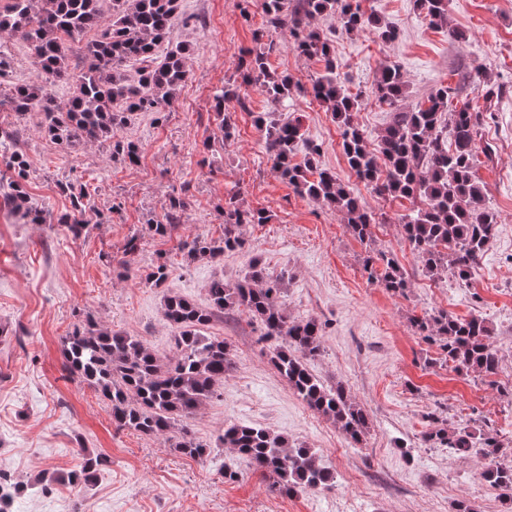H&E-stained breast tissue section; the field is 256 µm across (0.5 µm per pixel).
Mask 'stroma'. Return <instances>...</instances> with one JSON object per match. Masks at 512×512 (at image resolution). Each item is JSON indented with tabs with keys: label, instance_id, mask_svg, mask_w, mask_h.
<instances>
[{
	"label": "stroma",
	"instance_id": "obj_1",
	"mask_svg": "<svg viewBox=\"0 0 512 512\" xmlns=\"http://www.w3.org/2000/svg\"><path fill=\"white\" fill-rule=\"evenodd\" d=\"M241 2L183 0L184 14L166 44L189 47L186 81L164 112L138 113L117 131L137 145V165L114 159L105 143L53 142L39 113L0 112V125L20 131L19 147L31 164L30 202L45 216L44 223L28 224L0 206V469L27 487L13 512H336L345 501L361 512H454L461 499L476 512H505L481 477L486 458L449 455L424 446L422 435L431 415L441 413L449 425L469 426L512 453V402L500 394L512 386V0H448L443 28L428 25L414 0H364L365 10L396 29L388 44L370 30L346 33L330 15L312 22L334 46L351 92L369 87L386 65L403 75L406 94L398 107L367 102L354 115L371 149H378L394 111L414 109L439 87H447L450 107L481 111L473 171L499 225L466 285L424 273L398 227L410 201H386L356 178L338 123L309 94L321 63L301 55L287 29L269 27L259 0H251L245 16ZM259 50L272 71L297 82L289 97L274 102L242 85L240 64ZM0 57L1 95L36 80L20 34H0ZM226 88L238 93L224 103L237 126L228 141L214 120V96ZM259 115L299 118L306 137L322 146L319 165L384 215L372 247L404 269L407 296L369 279L362 261L367 247L334 208L298 196L278 177L255 125ZM65 180L84 184L95 199L89 228L77 237L57 222L70 209L57 187ZM232 189L245 207L268 211L271 221L247 225L244 248L225 253L221 264L185 263L178 238L222 236L221 208ZM171 195L186 203L175 236L145 232L147 219ZM135 234L141 250L124 277L115 262ZM161 258L171 274L154 288L145 275ZM255 259L270 278L282 279L290 318L322 323L321 354L308 367L325 384L346 387L367 411L370 432L352 447L310 410L271 365L258 325L242 313L225 314L208 329L231 346L235 368L189 427L207 444L229 421L282 434L335 472L327 491H270L251 461L229 449L224 465L236 477L224 479L212 459H193L164 440L117 428L109 402L64 368L61 341L88 316L141 336L159 356L172 355L175 331L163 316L164 295L208 306L209 283L241 277ZM437 312L486 319L500 356L494 380L437 363V348L410 322ZM88 450L111 460L95 485L57 483L48 493L36 486L38 477L72 469Z\"/></svg>",
	"mask_w": 512,
	"mask_h": 512
}]
</instances>
